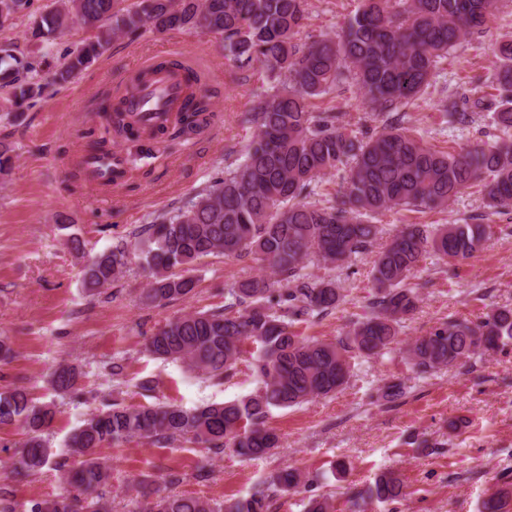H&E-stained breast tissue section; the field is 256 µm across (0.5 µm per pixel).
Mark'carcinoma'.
I'll return each mask as SVG.
<instances>
[{"instance_id": "cac0c4a2", "label": "carcinoma", "mask_w": 512, "mask_h": 512, "mask_svg": "<svg viewBox=\"0 0 512 512\" xmlns=\"http://www.w3.org/2000/svg\"><path fill=\"white\" fill-rule=\"evenodd\" d=\"M344 18L340 33L321 36L301 48L294 43L307 20L306 0H135L124 14L117 0L54 2L34 22L33 32L49 35L76 17L95 31L56 72L66 81L101 53L117 33L151 27L201 29L224 37V46L240 66L260 62L276 81L272 91L253 101L257 125L244 159L171 218L150 226L141 248L155 302L190 294L191 278L174 273L197 259L220 252L252 254L269 273L231 289L234 302L224 312H196L165 324L146 344L149 353L180 360L219 379L240 360L245 340L256 345L257 391L240 400L212 403L194 410L174 405L112 408L91 415L68 437L71 465L61 475L63 492L37 503L32 512H109L103 488L112 468L95 456L105 444L138 437L165 444L191 436L209 449L232 448L259 459L280 447L277 433L266 427L271 410L293 407L339 390L351 361L378 356L397 343L401 323L419 302L409 280L432 253L461 262L482 249L492 235L489 224H403L378 251L382 229L367 217L400 207L444 211L464 190L479 183L485 208L512 209V40L496 52L499 100L490 115L502 137L466 151H439L402 126L394 111L406 106L429 85L440 59L480 29L497 0H358ZM147 75L125 85L106 114L108 125L138 140L145 134L165 140L198 134L212 121L213 94L200 89L201 74L192 71L186 103L174 120L146 123L129 109ZM353 79L372 112L388 123L370 135L349 131L340 114L312 112L309 100ZM0 90L15 104L34 97V85L19 72L0 69ZM348 169L334 199L307 201L311 184ZM375 253V292L368 313L335 342L307 339L295 324L328 313L342 299L331 272L351 259ZM316 261L329 271L306 272ZM123 250L104 252L85 267L83 282L102 288L122 272ZM512 341V308H498L480 320L452 319L416 337L406 349V364L419 375L496 352ZM76 375L58 369L51 380L62 393L72 390ZM406 394L400 381H388L380 398L395 404ZM55 411L20 389L0 392V426L16 425L24 440L11 457V473L27 478L41 472L53 451L44 434ZM305 484L296 470L283 471L257 484L247 498L224 512H268L270 502ZM142 512H218L209 501L163 495L159 489ZM405 496L400 475L387 471L352 496L354 512L377 502L391 504ZM481 512H512V483L502 482L483 499Z\"/></svg>"}]
</instances>
